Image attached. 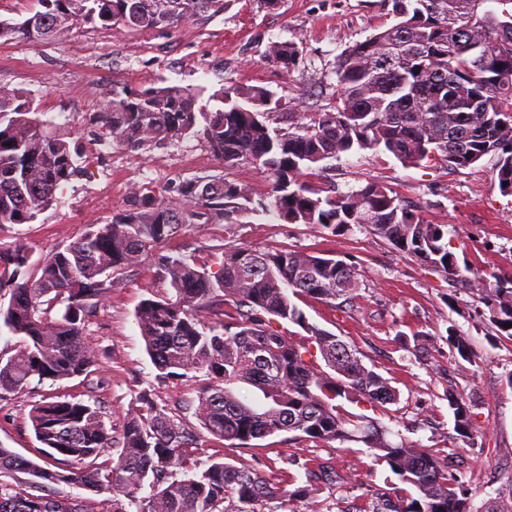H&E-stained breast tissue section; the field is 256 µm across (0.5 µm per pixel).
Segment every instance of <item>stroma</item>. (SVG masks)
<instances>
[{
  "label": "stroma",
  "mask_w": 512,
  "mask_h": 512,
  "mask_svg": "<svg viewBox=\"0 0 512 512\" xmlns=\"http://www.w3.org/2000/svg\"><path fill=\"white\" fill-rule=\"evenodd\" d=\"M392 9L391 0H279L273 8L264 0H224L223 12L157 31L84 25L61 40L0 39V85L25 91L43 120L69 133L92 158L88 175L62 184L53 205L35 221L0 226V243L25 244L38 259L79 239L90 225L110 220L126 206L134 186L164 188L223 171L199 134L149 152L97 144L91 118L113 91L197 88L202 92L198 109L210 110L216 91L264 86L282 99V110L270 124L285 129L289 113L332 111L339 56L393 24ZM286 40L297 43L300 55L285 73L267 62L265 50ZM369 182L396 191L429 223L447 225L455 253L481 272H512V196L500 193L492 157L450 169L435 161L406 167L381 151H357L329 161L322 185L345 193ZM229 247L329 251L353 263L359 273L357 295L341 308L306 300L302 308L309 321L336 334L361 353L365 365L391 380L399 402L382 423L417 446L452 454L453 471L476 512L498 492L512 490V386L507 383L512 338L498 335L484 321L481 304L468 292L450 291L428 267L365 229L355 226L333 236L264 213L245 215L229 228H188L171 241L168 253L208 265ZM149 279L143 266L125 272L86 323L83 340L101 356L94 379L34 380L22 392L0 395V448L34 461L44 458L31 411L47 396L99 401L107 426L118 433L128 409L145 395L198 432L191 466L220 459L253 469L277 487L275 496L261 502L260 512H295L297 504L287 492L304 482L302 464L309 459L331 460L346 479L319 492L315 512H344L352 504L367 505L374 493L399 487L397 476L386 465L372 464L360 443L318 447L281 434L238 448L202 431L188 404L205 384L204 374L161 377L136 323ZM451 325L468 336L474 362L451 355L446 340ZM417 332L430 338L427 354L413 348ZM451 389L471 402L473 440L453 429L446 398Z\"/></svg>",
  "instance_id": "35a3bbf8"
}]
</instances>
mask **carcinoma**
<instances>
[{"instance_id":"1","label":"carcinoma","mask_w":512,"mask_h":512,"mask_svg":"<svg viewBox=\"0 0 512 512\" xmlns=\"http://www.w3.org/2000/svg\"><path fill=\"white\" fill-rule=\"evenodd\" d=\"M41 9L21 22L0 20V39L61 40L76 26L148 31L179 19L224 11V0H38ZM396 22L345 50L336 66L332 112L284 132L268 125L281 107L276 92L242 85L222 93V107L207 113L203 137L224 168L250 164L267 172V188L230 181L224 175L186 179L160 191L135 186L126 208L106 224L33 262L22 244L0 245V320L18 337L14 353L0 357V394L21 392L32 378L63 381L89 376L99 367L86 346V317L121 275L153 260L149 297L135 317L160 374L182 378L203 372L194 416L209 434L233 445L287 433L322 446L357 442L367 457L384 463L411 488L405 495L380 493L372 510L355 512H476L448 471V456L406 440L366 415L338 404L372 407L398 402L391 381L366 366L335 334L309 322L298 301L336 304L359 288L354 265L330 254L298 250L222 251L210 270L165 253L194 224L233 223L242 212L270 213L289 224H307L342 235L357 225L430 267L446 282L484 305L489 324L512 337V274L483 275L460 263L444 224H431L408 208L397 192L368 183L325 195L306 177L323 163L361 150H383L402 165L439 160L450 168L495 159L501 193L512 195V36L491 22L512 21V0H392ZM300 54L294 42H272L267 61L284 72ZM197 93L176 86L113 91L97 114L101 138L134 151L163 148L190 134L197 119ZM89 158L51 131L21 92L0 87V226L28 224L48 208L64 183L87 174ZM291 323L306 341H295L273 323ZM448 348L472 362L466 336L448 327ZM316 346L326 369L313 360ZM237 384L258 390L254 404ZM454 430L468 438L473 413L460 394L447 395ZM36 439L59 463L22 459L0 448V474L32 477L33 492L17 496L0 483V512H89L83 501L45 493L70 483L112 499L95 512H126L122 498L138 500L136 512H259L273 494L258 473L229 463L182 468L197 435L148 398L132 408L121 433L107 428L100 410L80 400H47L35 406ZM118 448L117 458L110 449ZM309 480L288 492L313 503L319 484L345 478L326 462L304 464ZM149 484L153 493L137 499Z\"/></svg>"}]
</instances>
